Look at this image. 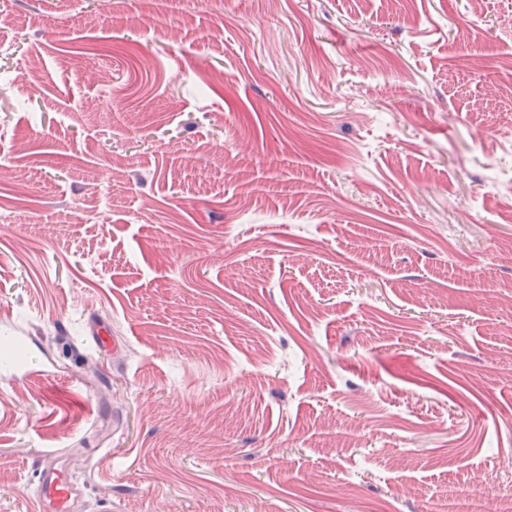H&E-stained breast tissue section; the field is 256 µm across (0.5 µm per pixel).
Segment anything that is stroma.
<instances>
[{"label":"stroma","instance_id":"1","mask_svg":"<svg viewBox=\"0 0 512 512\" xmlns=\"http://www.w3.org/2000/svg\"><path fill=\"white\" fill-rule=\"evenodd\" d=\"M509 109L512 0H0V512H512ZM77 489L62 456L46 453L39 464L35 504L42 512H73Z\"/></svg>","mask_w":512,"mask_h":512}]
</instances>
